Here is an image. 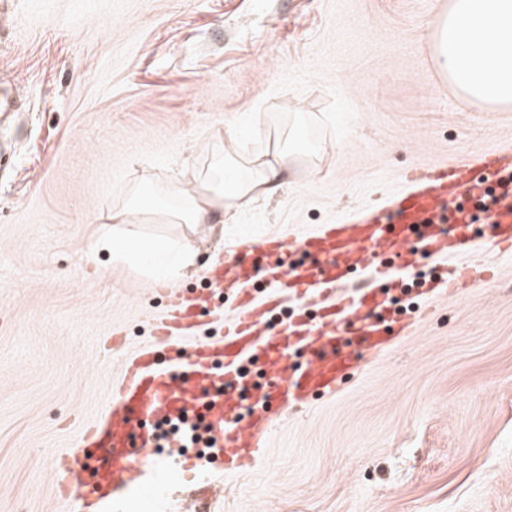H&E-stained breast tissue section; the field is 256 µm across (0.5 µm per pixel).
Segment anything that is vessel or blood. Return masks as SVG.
Segmentation results:
<instances>
[{
    "label": "vessel or blood",
    "instance_id": "obj_1",
    "mask_svg": "<svg viewBox=\"0 0 512 512\" xmlns=\"http://www.w3.org/2000/svg\"><path fill=\"white\" fill-rule=\"evenodd\" d=\"M489 186L498 197L482 215L494 230L490 243L510 251L512 149L501 147L424 167L333 223L240 239L233 259L212 270L215 293H236L218 341L197 336L203 298L167 289L168 307L153 330L157 341L176 348L178 369H156L149 345L127 356L113 399L60 462L63 498L78 512H117L134 479L150 476L148 421L194 410L206 392L215 395L208 424L225 471L255 464L273 415L334 393L364 353L387 350L405 335L408 322L373 306L378 281L406 276L419 255L445 253L468 259L449 269V286L484 283L485 244L468 227L472 199ZM260 277L268 284L262 293L254 287ZM312 303L319 306L313 316ZM135 428L140 444L133 450L128 433ZM92 452L98 473L90 483L79 461Z\"/></svg>",
    "mask_w": 512,
    "mask_h": 512
}]
</instances>
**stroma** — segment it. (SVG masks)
Returning <instances> with one entry per match:
<instances>
[{
	"label": "stroma",
	"mask_w": 512,
	"mask_h": 512,
	"mask_svg": "<svg viewBox=\"0 0 512 512\" xmlns=\"http://www.w3.org/2000/svg\"><path fill=\"white\" fill-rule=\"evenodd\" d=\"M448 0H0V512H70L54 455L104 410L127 353L155 344L164 287L192 290L238 240L353 212L416 170L512 145L440 73L428 25ZM302 149L275 196L200 225L195 265L164 283L95 249L193 190L224 126L265 152L293 113ZM491 278L419 296L407 336L334 395L274 420L229 475L164 469L150 512H512V252Z\"/></svg>",
	"instance_id": "stroma-1"
}]
</instances>
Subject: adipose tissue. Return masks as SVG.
<instances>
[{"mask_svg":"<svg viewBox=\"0 0 512 512\" xmlns=\"http://www.w3.org/2000/svg\"><path fill=\"white\" fill-rule=\"evenodd\" d=\"M437 63L460 92L488 107L512 105V0H449L448 9L431 25ZM289 151L275 140L269 154L248 156L225 147L200 191L189 194L175 215L188 234L201 224L237 211L254 198L274 195L281 187ZM98 249L115 263L138 267L149 275L184 274L195 262L190 242L128 241L125 234L101 231Z\"/></svg>","mask_w":512,"mask_h":512,"instance_id":"obj_1","label":"adipose tissue"}]
</instances>
